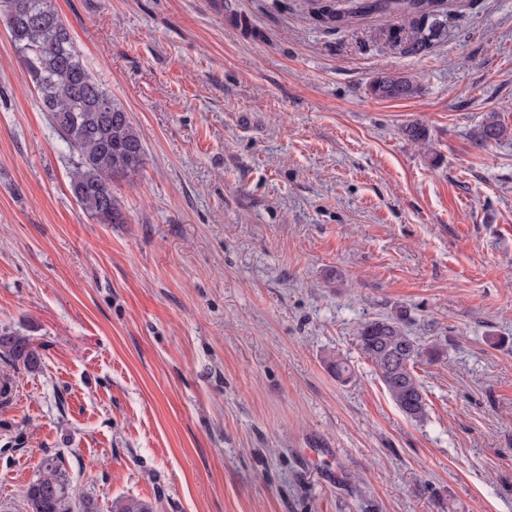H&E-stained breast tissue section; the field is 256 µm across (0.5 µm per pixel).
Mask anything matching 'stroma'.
Returning <instances> with one entry per match:
<instances>
[{
  "label": "stroma",
  "mask_w": 512,
  "mask_h": 512,
  "mask_svg": "<svg viewBox=\"0 0 512 512\" xmlns=\"http://www.w3.org/2000/svg\"><path fill=\"white\" fill-rule=\"evenodd\" d=\"M53 3L146 156L112 186L127 223L86 216L0 20V332L41 358L0 359V512L48 454L100 512H512V137L471 139L512 127V0L421 57L384 15ZM380 73L420 91L375 99ZM396 316L440 352L420 421L357 341ZM509 128L501 121L498 114L490 112L473 136V145L476 148H485L491 143H498L508 137ZM8 359L12 364L21 363L25 369H38L41 359L35 347L27 339L13 332L0 333V358Z\"/></svg>",
  "instance_id": "stroma-1"
}]
</instances>
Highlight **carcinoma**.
<instances>
[{"instance_id": "obj_1", "label": "carcinoma", "mask_w": 512, "mask_h": 512, "mask_svg": "<svg viewBox=\"0 0 512 512\" xmlns=\"http://www.w3.org/2000/svg\"><path fill=\"white\" fill-rule=\"evenodd\" d=\"M446 2L344 0L338 15L325 0H305L311 17L330 31L349 27L359 16H399L401 23L387 28L385 40L409 56H423L442 41L448 28ZM0 18L37 91L41 110L72 159L70 190L81 210L99 224L127 223L112 184L134 178L145 158L143 141L128 112L84 63L52 0H0ZM418 92V85L404 75L380 74L368 85V93L380 100H407ZM511 133L491 112L475 132L473 145L483 149ZM358 341L401 412L411 419L423 418L426 403L414 373L423 349L404 330L401 319L366 322ZM1 357L30 370L41 362L29 339L6 331L0 333ZM25 498L28 512H98L93 499H74L70 478L56 456L43 459L41 473L29 484ZM111 512H154V506L136 497H120L112 501Z\"/></svg>"}]
</instances>
